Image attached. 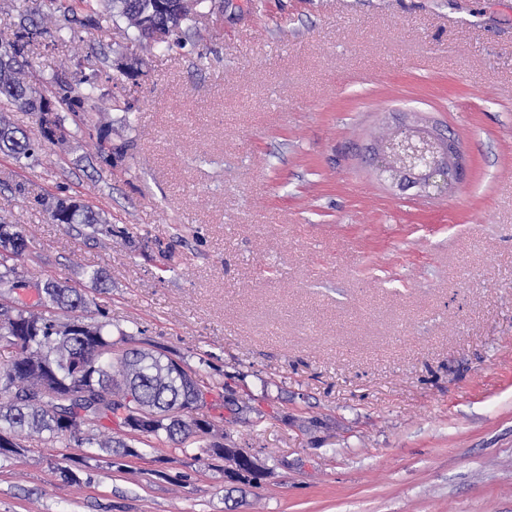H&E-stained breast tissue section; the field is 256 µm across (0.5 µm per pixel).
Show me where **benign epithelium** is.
Returning a JSON list of instances; mask_svg holds the SVG:
<instances>
[{
	"mask_svg": "<svg viewBox=\"0 0 512 512\" xmlns=\"http://www.w3.org/2000/svg\"><path fill=\"white\" fill-rule=\"evenodd\" d=\"M378 175L401 190L430 195L447 192L463 175L456 140L437 127L404 120L370 147Z\"/></svg>",
	"mask_w": 512,
	"mask_h": 512,
	"instance_id": "benign-epithelium-1",
	"label": "benign epithelium"
}]
</instances>
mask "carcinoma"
<instances>
[{"label": "carcinoma", "mask_w": 512, "mask_h": 512, "mask_svg": "<svg viewBox=\"0 0 512 512\" xmlns=\"http://www.w3.org/2000/svg\"><path fill=\"white\" fill-rule=\"evenodd\" d=\"M56 3L63 27L77 24L96 30L102 22L123 20L134 31L138 45L153 43L155 27H166L171 40L180 44L184 26L206 0H196L192 11L180 0H79L82 12L63 0ZM41 23H21L15 38L0 37V108H16L37 114L38 134L31 137L7 122H0V153L17 160L29 158L43 143H53L54 130L63 126L58 108H72L73 86L60 78L51 90L53 111L41 116L46 90L27 81L26 53L29 39ZM66 197L42 201L49 218L63 224L95 228L106 223L103 213L80 202L65 205ZM26 243L0 248V279L14 277V287L26 286L8 265L25 250ZM87 305L79 289L47 279L38 289L34 312L12 301H0V343L20 346L10 364L0 366V457L20 453L17 439L48 434L50 441L81 438L89 448L118 457H137L140 452L123 439L101 437V429L115 424L129 432L164 439L183 452L191 437L205 442L204 451L225 461L224 442L213 437L223 416L210 411L227 408L217 386L171 356L141 348H129L112 358V323L82 315ZM72 313L61 321L56 310Z\"/></svg>", "instance_id": "cac0c4a2"}]
</instances>
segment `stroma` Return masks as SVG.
I'll use <instances>...</instances> for the list:
<instances>
[{
	"label": "stroma",
	"mask_w": 512,
	"mask_h": 512,
	"mask_svg": "<svg viewBox=\"0 0 512 512\" xmlns=\"http://www.w3.org/2000/svg\"><path fill=\"white\" fill-rule=\"evenodd\" d=\"M48 10L0 0L5 38L46 15L30 80L85 97L66 142L0 154L16 296L68 283L114 353L222 385L224 445L265 477L194 444L115 463L35 439L0 512H512V0H224L132 70L124 24L56 33ZM399 113L459 140L448 194L377 175L365 147ZM61 189L106 224L50 221Z\"/></svg>",
	"instance_id": "1"
}]
</instances>
